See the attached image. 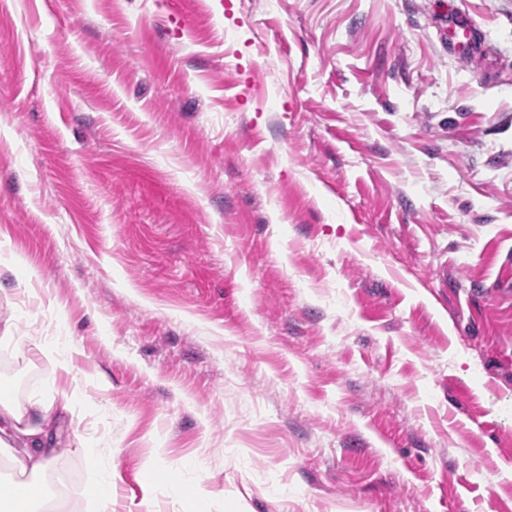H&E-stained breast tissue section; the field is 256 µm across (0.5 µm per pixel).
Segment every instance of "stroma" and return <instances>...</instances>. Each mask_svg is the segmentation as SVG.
Wrapping results in <instances>:
<instances>
[{
    "label": "stroma",
    "mask_w": 512,
    "mask_h": 512,
    "mask_svg": "<svg viewBox=\"0 0 512 512\" xmlns=\"http://www.w3.org/2000/svg\"><path fill=\"white\" fill-rule=\"evenodd\" d=\"M7 313L74 512H512V0H0ZM85 460L90 469L100 471L102 476L92 485V492L87 488L83 495L96 501L102 511H112V468L104 465L94 448L85 449Z\"/></svg>",
    "instance_id": "stroma-1"
}]
</instances>
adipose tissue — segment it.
I'll return each mask as SVG.
<instances>
[{"instance_id":"adipose-tissue-1","label":"adipose tissue","mask_w":512,"mask_h":512,"mask_svg":"<svg viewBox=\"0 0 512 512\" xmlns=\"http://www.w3.org/2000/svg\"><path fill=\"white\" fill-rule=\"evenodd\" d=\"M70 410V397L53 378L24 399L0 398V459L18 475L0 496V512H42L41 477L58 454L63 416Z\"/></svg>"}]
</instances>
